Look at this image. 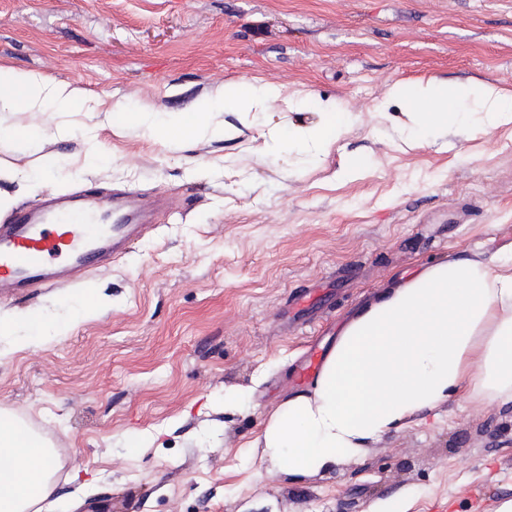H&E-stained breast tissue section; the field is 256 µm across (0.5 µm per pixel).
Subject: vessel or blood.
Masks as SVG:
<instances>
[{"label": "vessel or blood", "mask_w": 512, "mask_h": 512, "mask_svg": "<svg viewBox=\"0 0 512 512\" xmlns=\"http://www.w3.org/2000/svg\"><path fill=\"white\" fill-rule=\"evenodd\" d=\"M147 224L132 192L110 204L64 196L18 208L0 223V294L77 281L106 254H122Z\"/></svg>", "instance_id": "obj_1"}]
</instances>
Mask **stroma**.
Segmentation results:
<instances>
[{
  "mask_svg": "<svg viewBox=\"0 0 512 512\" xmlns=\"http://www.w3.org/2000/svg\"><path fill=\"white\" fill-rule=\"evenodd\" d=\"M0 63L166 112L228 84L352 112L320 160L264 148L260 126L184 153L99 133L111 162L51 190L177 200L122 258L90 268L111 308L66 336L0 337V411L54 454L43 512H494L512 497V403L465 395L302 480L258 470L249 444L298 369L383 288L460 252L512 244V123L467 134L399 131L393 85L444 79L512 94V0H0ZM363 161L353 177L341 172ZM76 285L0 299L64 315ZM263 382L242 409L226 390ZM146 448H126L129 437ZM95 485L78 500L79 483Z\"/></svg>",
  "mask_w": 512,
  "mask_h": 512,
  "instance_id": "obj_1",
  "label": "stroma"
}]
</instances>
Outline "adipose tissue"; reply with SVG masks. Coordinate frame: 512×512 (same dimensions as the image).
<instances>
[{"instance_id": "obj_1", "label": "adipose tissue", "mask_w": 512, "mask_h": 512, "mask_svg": "<svg viewBox=\"0 0 512 512\" xmlns=\"http://www.w3.org/2000/svg\"><path fill=\"white\" fill-rule=\"evenodd\" d=\"M273 85L234 84L194 101L190 108L156 112L145 104H113L105 128L141 132L183 148L234 136L218 116L241 118L266 111L278 97ZM412 128L441 130L453 109L477 104L486 125L512 122V99L495 88L431 80L398 84ZM88 92L66 80L0 64V108L27 113L0 124V151H40L47 139H68L73 118L88 112ZM352 121L350 113L321 107L311 124L270 128L266 146L328 152ZM62 318L39 310L0 312V336L24 343L63 336L109 302L94 288L72 295ZM471 399L512 402V246L487 260L459 254L384 289L343 326L312 385L293 392L262 422L253 460L271 474L312 477L360 460L382 436L437 409L457 392ZM53 454L15 416L0 413V512H31L55 491Z\"/></svg>"}]
</instances>
